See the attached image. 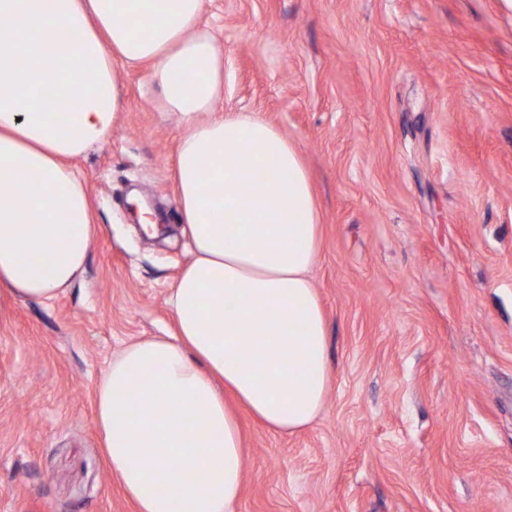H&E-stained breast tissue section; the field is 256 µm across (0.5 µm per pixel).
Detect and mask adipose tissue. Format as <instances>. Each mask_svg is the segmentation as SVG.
<instances>
[{"label": "adipose tissue", "instance_id": "obj_1", "mask_svg": "<svg viewBox=\"0 0 512 512\" xmlns=\"http://www.w3.org/2000/svg\"><path fill=\"white\" fill-rule=\"evenodd\" d=\"M206 0H0V286L50 300L81 275L96 228L75 160L122 107L117 68L150 79L180 122L174 172L191 259L169 298L176 333L109 362L96 418L138 512H234L245 454L232 393L291 433L329 390L326 322L309 278L320 213L302 158L272 122L225 112L224 51ZM73 99L51 112L46 93ZM272 173L257 176L265 156Z\"/></svg>", "mask_w": 512, "mask_h": 512}]
</instances>
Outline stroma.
I'll return each instance as SVG.
<instances>
[{"instance_id":"stroma-1","label":"stroma","mask_w":512,"mask_h":512,"mask_svg":"<svg viewBox=\"0 0 512 512\" xmlns=\"http://www.w3.org/2000/svg\"><path fill=\"white\" fill-rule=\"evenodd\" d=\"M228 112L300 150L320 205L311 273L328 333L321 416L241 414L235 512H512V16L498 0H206ZM122 68L109 138L78 159L97 232L50 301L0 292V512H136L107 464L95 387L171 334L188 264L179 120ZM148 199L164 234L142 236Z\"/></svg>"}]
</instances>
